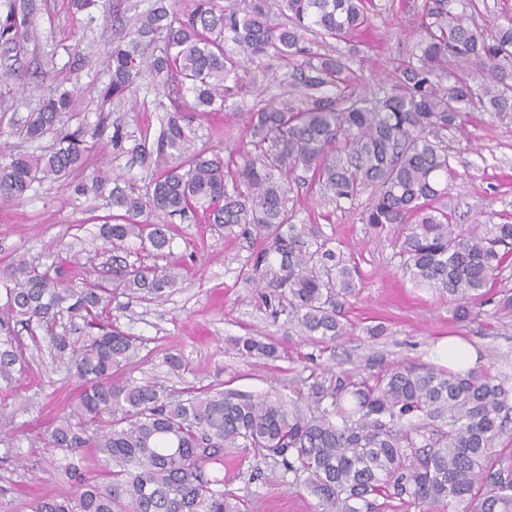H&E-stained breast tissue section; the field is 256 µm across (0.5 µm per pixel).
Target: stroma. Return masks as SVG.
Listing matches in <instances>:
<instances>
[{
  "label": "stroma",
  "instance_id": "stroma-1",
  "mask_svg": "<svg viewBox=\"0 0 512 512\" xmlns=\"http://www.w3.org/2000/svg\"><path fill=\"white\" fill-rule=\"evenodd\" d=\"M424 3L373 0L364 35L371 49L353 63L368 92L390 87L397 63L411 55ZM37 25L38 41L29 43L18 61L0 60V75L32 72L49 57L64 65L68 56L61 46L71 33L94 45L118 35L111 10L101 7L89 16L72 0H42ZM253 100L249 94L226 111L195 114L191 126L198 145L223 153L226 143L240 136L242 114ZM446 145L460 173L450 193L461 223L512 222V117L468 113L463 130L449 131ZM293 197L296 223L318 225L331 248L358 264L361 287L345 306L349 335L325 341L270 317L244 279L258 241L239 227L224 232L187 221L177 225L172 243L175 258L185 266L179 288L161 303L127 295L112 300L113 320L141 341L138 364L119 370V378L157 380L176 395L192 386L211 387L269 393L287 402L312 373L327 377L346 370L365 376L396 365L441 367L435 345L459 336L476 350L477 369L512 380V265L484 301L462 313L446 294L402 276L394 232L361 221L368 195H360L353 208L340 209L308 182L296 186ZM109 213L106 198L78 194L73 183L35 187L22 203L0 209V272L21 255L45 265L65 260V274L76 283L90 271L110 269L112 248L86 241ZM15 334L21 356L10 377L0 376V412L9 419L0 442V512H30L34 500L76 490L65 473L69 456L45 447L44 437L68 415L80 382L54 360L47 340H32L21 327ZM246 337L275 344L277 357L240 356L234 342ZM172 353L181 356V370L168 367ZM282 473L272 460L249 458L225 488L241 512H318L317 498Z\"/></svg>",
  "mask_w": 512,
  "mask_h": 512
}]
</instances>
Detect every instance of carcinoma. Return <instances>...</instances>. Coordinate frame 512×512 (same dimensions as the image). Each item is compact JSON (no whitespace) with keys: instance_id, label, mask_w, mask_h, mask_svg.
<instances>
[{"instance_id":"cac0c4a2","label":"carcinoma","mask_w":512,"mask_h":512,"mask_svg":"<svg viewBox=\"0 0 512 512\" xmlns=\"http://www.w3.org/2000/svg\"><path fill=\"white\" fill-rule=\"evenodd\" d=\"M175 2L155 0L104 45L110 79L97 94L102 112L143 86L175 90L154 100L167 114L158 135L130 129L114 109L72 130L74 94L50 86L10 126L27 141L54 142L40 154L0 153V208L22 202L36 183L82 174L76 191L106 193L117 210L96 234L116 249L170 257L176 218L242 226L261 240L245 272L261 305L306 336L334 341L346 334L344 307L361 273L318 229L294 223L291 183L302 172L338 207L371 190L361 220L398 231L399 266L414 285L463 303L485 296L512 258V224L455 223L448 182L456 171L444 138L465 112L512 114V20L484 33L469 25L475 0H459L455 14L448 0H425L416 52L389 90L370 97L352 63L370 49L356 34L369 26L372 0H249L244 11L219 0ZM37 12V0H0L1 53L18 55L37 38ZM329 39L346 50H311ZM269 57L294 61L281 98H255L228 158L197 147L187 113L226 110L248 92L243 64ZM102 140L115 159L153 165L146 189L110 167L89 170ZM183 277L176 260L128 263L111 282L77 285L20 256L0 278V369L17 361L10 324L44 334L83 386L47 443L72 455L95 449L108 478L92 481L72 463L81 492L37 500L30 512H238L221 473L250 455L280 462L319 512H512V467L496 453L512 423V385L488 373L396 366L360 379L342 374L313 380L289 405L201 388L179 400L157 382L115 378L140 346L112 324V298L162 300ZM76 331L85 336L79 343L70 338ZM237 348L276 356L274 345L251 337Z\"/></svg>"}]
</instances>
